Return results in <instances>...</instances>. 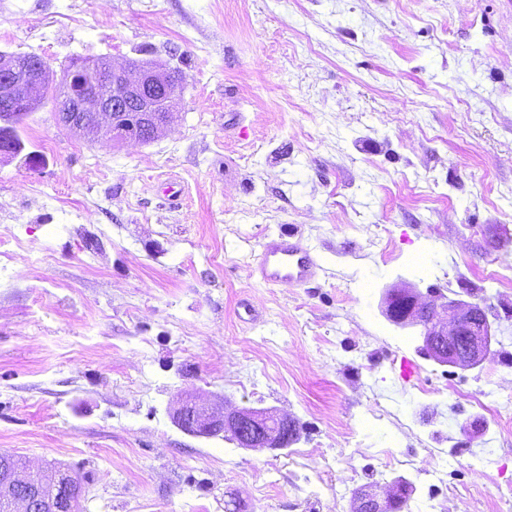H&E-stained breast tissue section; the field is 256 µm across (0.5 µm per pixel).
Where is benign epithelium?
<instances>
[{"label": "benign epithelium", "mask_w": 512, "mask_h": 512, "mask_svg": "<svg viewBox=\"0 0 512 512\" xmlns=\"http://www.w3.org/2000/svg\"><path fill=\"white\" fill-rule=\"evenodd\" d=\"M53 66L38 54L21 56L0 50V160L24 158L33 167L47 164L44 156L25 152L22 131L33 112L59 85L68 92L56 101L55 118L64 130L89 141L104 140L116 147L124 142L150 143L170 124L177 93L176 69L152 60L109 57L74 59L55 80ZM112 90L104 91L102 86ZM386 319L395 327L417 331L418 350L451 368L471 370L486 359L494 337L484 300L463 301L425 297L407 282L388 289L382 299ZM170 415L187 434L211 438L228 436L238 447L285 449L292 444L298 423L270 409L217 408L193 396L179 399ZM25 464L11 465L0 481V512H80L81 498L61 500L58 487L45 490ZM403 489L396 482L385 490L366 489L354 497L351 512H392Z\"/></svg>", "instance_id": "7a95c632"}]
</instances>
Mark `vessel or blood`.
<instances>
[{
	"label": "vessel or blood",
	"mask_w": 512,
	"mask_h": 512,
	"mask_svg": "<svg viewBox=\"0 0 512 512\" xmlns=\"http://www.w3.org/2000/svg\"><path fill=\"white\" fill-rule=\"evenodd\" d=\"M253 273L267 285L307 286L325 276L320 254L297 228L267 236L259 245Z\"/></svg>",
	"instance_id": "obj_1"
}]
</instances>
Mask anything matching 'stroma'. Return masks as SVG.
<instances>
[{
    "label": "stroma",
    "instance_id": "stroma-1",
    "mask_svg": "<svg viewBox=\"0 0 512 512\" xmlns=\"http://www.w3.org/2000/svg\"><path fill=\"white\" fill-rule=\"evenodd\" d=\"M0 49L184 84L151 143L46 107L24 137L47 165L0 161V452L79 472L83 512H349L400 477L407 512H512V0H0ZM290 226L327 276L257 283L254 249ZM400 280L487 301L483 368L382 316ZM185 391L301 436L188 435Z\"/></svg>",
    "mask_w": 512,
    "mask_h": 512
}]
</instances>
